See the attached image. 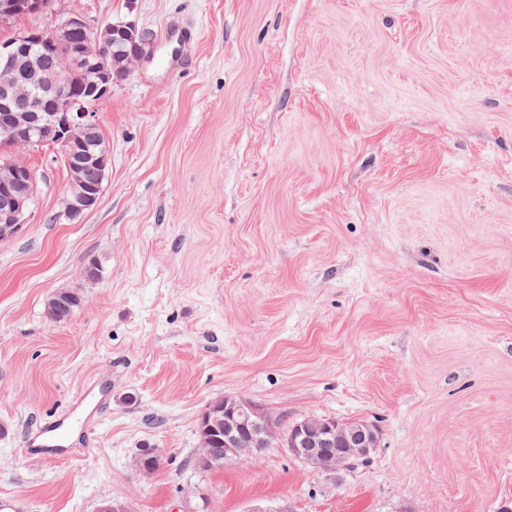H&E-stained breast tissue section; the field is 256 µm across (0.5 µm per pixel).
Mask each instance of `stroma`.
Here are the masks:
<instances>
[{
  "label": "stroma",
  "mask_w": 512,
  "mask_h": 512,
  "mask_svg": "<svg viewBox=\"0 0 512 512\" xmlns=\"http://www.w3.org/2000/svg\"><path fill=\"white\" fill-rule=\"evenodd\" d=\"M58 8L17 26L78 13L155 40L96 108V209L65 216L60 153H18L37 182L30 224L0 241V496L512 512V0ZM60 290L82 304L55 323ZM96 378L110 395L89 447L29 455ZM226 395L287 422L361 419L379 442L334 476L282 448L198 470L199 416ZM144 448L163 456L147 477Z\"/></svg>",
  "instance_id": "stroma-1"
}]
</instances>
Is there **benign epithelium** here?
<instances>
[{
	"instance_id": "obj_1",
	"label": "benign epithelium",
	"mask_w": 512,
	"mask_h": 512,
	"mask_svg": "<svg viewBox=\"0 0 512 512\" xmlns=\"http://www.w3.org/2000/svg\"><path fill=\"white\" fill-rule=\"evenodd\" d=\"M86 34L80 53L84 66L93 67L112 54V41L100 38L83 16L67 14L51 30H26L0 43V145L14 151L26 147H57L69 173L103 176L107 156L90 165L88 139L97 134V113L84 108L73 85L62 78L54 56L71 35ZM35 42L42 46L46 70L38 72L13 60V46ZM0 176V241L20 233L32 215L36 182L27 167L13 157L4 160ZM63 200L64 213L77 219L94 209L100 185L75 188ZM196 468L210 469L231 461H247L268 448H287L289 454L315 471L334 474L351 467L358 457L377 446L378 430L365 423L353 427L334 418L304 420L285 436L281 416L240 396L212 401L199 417Z\"/></svg>"
}]
</instances>
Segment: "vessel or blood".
Here are the masks:
<instances>
[{"label": "vessel or blood", "instance_id": "b4317fda", "mask_svg": "<svg viewBox=\"0 0 512 512\" xmlns=\"http://www.w3.org/2000/svg\"><path fill=\"white\" fill-rule=\"evenodd\" d=\"M109 392L102 380L90 382L78 397V405L66 419L46 422L27 440L30 455L40 459L63 457L76 446L78 437L88 436Z\"/></svg>", "mask_w": 512, "mask_h": 512}]
</instances>
